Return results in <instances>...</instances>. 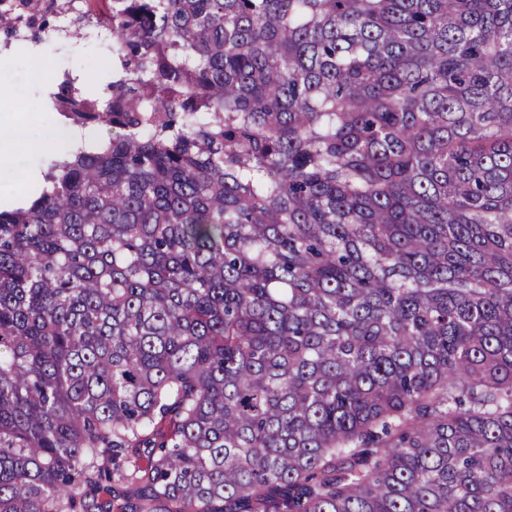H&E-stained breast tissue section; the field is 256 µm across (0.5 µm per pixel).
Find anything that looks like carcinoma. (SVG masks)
Wrapping results in <instances>:
<instances>
[{"mask_svg":"<svg viewBox=\"0 0 512 512\" xmlns=\"http://www.w3.org/2000/svg\"><path fill=\"white\" fill-rule=\"evenodd\" d=\"M84 4L109 93L49 105L113 133L0 210V512H512V0Z\"/></svg>","mask_w":512,"mask_h":512,"instance_id":"obj_1","label":"carcinoma"}]
</instances>
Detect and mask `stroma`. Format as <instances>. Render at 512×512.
I'll list each match as a JSON object with an SVG mask.
<instances>
[{
	"mask_svg": "<svg viewBox=\"0 0 512 512\" xmlns=\"http://www.w3.org/2000/svg\"><path fill=\"white\" fill-rule=\"evenodd\" d=\"M60 27L61 34L43 36L35 49L24 42L0 44V85L12 91L8 107L29 139L42 145L39 151L17 157L16 176L0 177V199H27L28 189L20 178L21 172L47 169L66 147L59 137L63 117L56 112L31 111V104L64 76L80 80L87 75H102L100 63L111 56V39L89 35L67 19L61 21Z\"/></svg>",
	"mask_w": 512,
	"mask_h": 512,
	"instance_id": "obj_1",
	"label": "stroma"
}]
</instances>
